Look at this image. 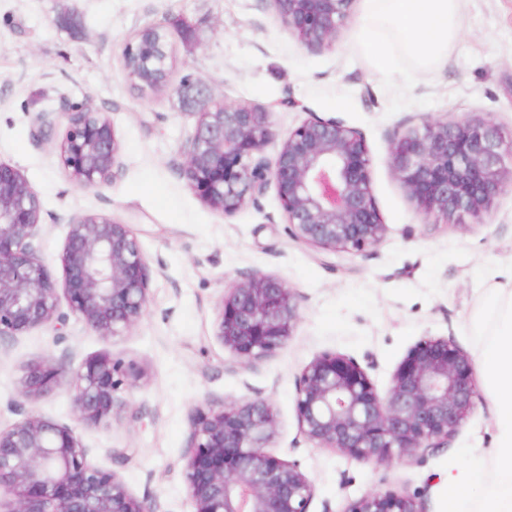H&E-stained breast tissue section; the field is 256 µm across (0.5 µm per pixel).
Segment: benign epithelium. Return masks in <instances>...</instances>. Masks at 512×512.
<instances>
[{
  "instance_id": "obj_1",
  "label": "benign epithelium",
  "mask_w": 512,
  "mask_h": 512,
  "mask_svg": "<svg viewBox=\"0 0 512 512\" xmlns=\"http://www.w3.org/2000/svg\"><path fill=\"white\" fill-rule=\"evenodd\" d=\"M288 33L308 47L331 44L352 0H271ZM124 59L140 69L142 86L167 83L169 54L160 40L137 36ZM59 157L83 188L108 183L119 166L120 142L105 112L75 109ZM270 113L212 100L195 113L182 176L217 213L232 217L275 184L291 236L331 253H360L378 245L387 227L376 207L369 148L362 134L334 118L311 117L288 133L273 161ZM390 166L426 220L446 222L488 214L512 181V139L489 117L420 118L388 146ZM42 204L16 167L0 161V337L59 322L61 299L98 335L120 337L145 313L146 260L132 230L98 213L69 224L57 283L39 258ZM299 318L295 292L255 271L222 296L216 336L237 357L272 355ZM127 372L108 354L75 370L44 361L22 368L24 398L59 387L73 399L75 421L107 425L127 404ZM479 398L468 352L440 337L409 350L380 394L356 359L324 352L303 369L296 387L300 432L321 448L386 463L418 448L448 443ZM277 414L267 399H243L197 409L183 480L194 512H308L315 485L299 464L268 451ZM0 512H155L133 496L121 476L88 460L74 428L30 415L0 430ZM345 512H422L417 497L375 490Z\"/></svg>"
}]
</instances>
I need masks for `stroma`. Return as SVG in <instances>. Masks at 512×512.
<instances>
[{
	"instance_id": "35a3bbf8",
	"label": "stroma",
	"mask_w": 512,
	"mask_h": 512,
	"mask_svg": "<svg viewBox=\"0 0 512 512\" xmlns=\"http://www.w3.org/2000/svg\"><path fill=\"white\" fill-rule=\"evenodd\" d=\"M364 0H353L335 41L308 48L292 37L271 0H0V161L25 175L42 202L40 259L63 280L67 226L85 213L128 224L144 253L150 301L127 335L99 336L68 314L46 327L0 338V428L32 414L73 425L67 388L29 400L20 369L46 360L71 369L106 353L139 371L127 406L110 425L79 428L94 465L117 472L131 494L156 512H192L182 465L191 417L209 403L265 398L278 417L273 455L300 465L315 484L309 512H345L377 489L416 494L424 512H447V477L465 456H488L492 407L480 392L468 420L441 448L375 464L318 447L298 429L296 383L324 352L359 363L378 392L418 342L448 337L478 356L473 321L487 278L512 272V187H504L483 223L424 220L387 158L390 141L421 116H491L512 134V0H460L459 30L446 57L419 72L393 30L381 33L384 62L361 49ZM163 27L175 64L158 92L134 87L123 49L146 26ZM195 88L236 106L270 112L281 139L313 116L360 131L368 145L371 188L387 231L364 252L329 253L288 233L275 186L233 217L211 210L186 185L181 167L195 119ZM108 113L121 144L108 184H74L58 146L61 113L85 102ZM55 113L50 129L36 117ZM259 270L285 282L300 302L288 342L248 362L216 335L225 289Z\"/></svg>"
}]
</instances>
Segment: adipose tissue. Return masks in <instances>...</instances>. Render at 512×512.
Segmentation results:
<instances>
[{
    "label": "adipose tissue",
    "instance_id": "adipose-tissue-1",
    "mask_svg": "<svg viewBox=\"0 0 512 512\" xmlns=\"http://www.w3.org/2000/svg\"><path fill=\"white\" fill-rule=\"evenodd\" d=\"M458 8L459 0H367L361 46L366 54L381 58L376 35L391 26L420 69H428L458 34ZM488 315L494 318L495 329L479 362L493 401L495 446L490 463H470L465 479L449 477L448 512H461L470 486L483 491L480 512H512V285L489 282L475 328H482Z\"/></svg>",
    "mask_w": 512,
    "mask_h": 512
}]
</instances>
